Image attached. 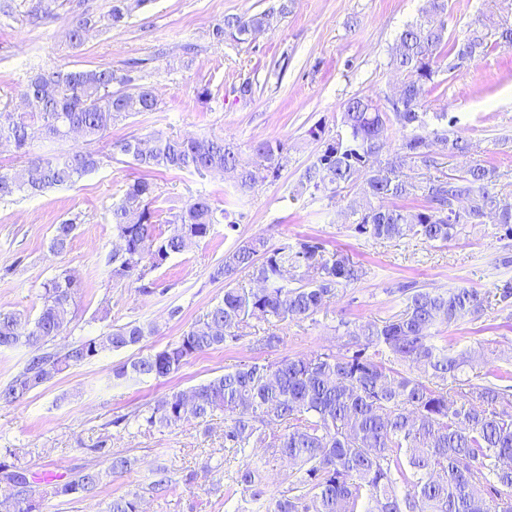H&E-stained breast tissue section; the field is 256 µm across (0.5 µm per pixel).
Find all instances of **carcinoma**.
<instances>
[{"label":"carcinoma","instance_id":"obj_1","mask_svg":"<svg viewBox=\"0 0 512 512\" xmlns=\"http://www.w3.org/2000/svg\"><path fill=\"white\" fill-rule=\"evenodd\" d=\"M130 11L128 0H116L110 24L123 23ZM447 13L448 0H426L421 18L396 37L389 65L403 80L400 97L388 101L389 111L369 98L355 97L345 104L336 134L325 135L321 126L309 130L321 149L302 174L301 184L331 201L364 175L363 203L352 212V224L355 232L368 238L413 236L446 244L460 225L481 224L488 214L512 236V201L496 190L493 169L470 163L437 177L400 175L409 161L434 166L435 144L451 156L464 157L469 151L468 141L457 133L428 130L426 113L420 111L443 53L454 55L462 65L486 56L492 48L487 33L477 26L448 41L440 22ZM272 18L271 12L229 14L213 35L219 41L229 37L242 43L254 30L270 26ZM126 82L107 68L37 71L22 91L27 110L0 111V140L27 156L39 139L65 140L76 129L93 140L118 121L158 110V100L146 86L132 92L112 90L113 84ZM391 121L405 134L399 151L384 159ZM149 140L153 146L146 152L139 137L125 140L120 150L147 171L234 170L242 193L279 178L287 161L277 140L256 142L251 163L220 138L156 133ZM99 164L98 154L88 150L35 156L13 175L0 173V200L70 186ZM154 192L153 183L137 180L112 207L113 231L124 244L110 258L114 276L142 279L145 271L208 238L214 226L228 218L199 196L173 215L168 233L157 234L150 208ZM409 198L422 204L413 209L395 204ZM387 200L394 204H385ZM77 227L75 218L58 224L50 253L66 252ZM324 252L322 243L313 240L273 249L262 237L241 241L224 255L211 277L229 283L248 272L259 287L249 292L224 289L223 300L176 340L115 369L114 376L166 378L189 357L236 343L250 311L278 321L313 317L338 287L363 275L349 258L330 260ZM291 272L298 281L295 287L288 286ZM79 289L77 280L63 270L44 284L34 320L0 312V347L24 345L32 350L23 369L0 388V404H13L66 369L89 362L106 349L136 345L151 333L129 322L74 342L61 353L44 351L45 343L70 322ZM484 302L485 297L470 288L415 289L406 294L399 315L346 329L356 347L350 354L316 352L274 364H244L190 389L191 405L184 406L183 393L176 392L134 413L133 423L149 432L175 428L189 419L203 424L215 412H224V447L240 455L236 482L242 495L252 501L262 495L260 469L247 449L270 448L272 455L297 466L299 477L270 500L268 512H512V386L501 385L512 379V372L491 367L473 380L462 378L460 373L474 355L449 351L439 336V326L478 315ZM406 364L423 368V375L404 369ZM282 424V432L270 431ZM96 451L108 460L107 471L87 467L71 480L55 479L50 494L94 497L105 476H120L134 465L130 458L106 449L103 441ZM29 473L15 449H0V481L16 496L12 512H43L45 495L25 484ZM105 512H140L138 496L114 498Z\"/></svg>","mask_w":512,"mask_h":512}]
</instances>
